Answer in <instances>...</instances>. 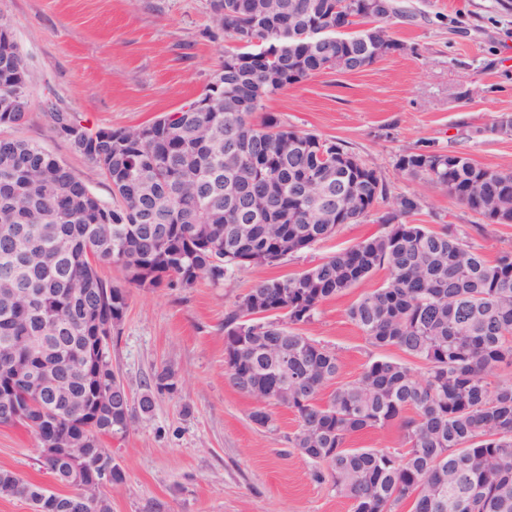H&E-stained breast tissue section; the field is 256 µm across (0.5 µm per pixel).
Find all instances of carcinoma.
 <instances>
[{
	"mask_svg": "<svg viewBox=\"0 0 512 512\" xmlns=\"http://www.w3.org/2000/svg\"><path fill=\"white\" fill-rule=\"evenodd\" d=\"M210 0L224 14L223 31L238 43L213 73L224 91L238 97V109L183 112L167 123L163 115L141 129L99 130L96 140L74 136L81 119L45 103L47 125L73 152L91 162L112 185L107 204L62 162L27 140L0 136V387L14 390L24 417L17 423L41 437L53 424L62 439L96 456L86 479L111 466L112 484L124 482L101 437L126 432L135 410L153 407L150 392L133 408L125 387L112 395L110 351L105 381L85 376L78 392L94 406L82 418L50 422V402L27 396L19 374L29 356L17 348L25 336L39 335V315L11 307L5 284L15 277L39 296L53 317L56 333L46 339L56 374L79 375L72 355L85 331L71 314L70 291L87 292L86 311L117 328L127 294L104 280L102 265H115L138 288H182L207 277L219 282L245 265H273L330 237L342 224L356 223L387 196L378 169L342 143L281 124L269 113L253 116L279 91L336 68V55H349L345 71L358 72L378 59L363 39H394L388 19L363 9L361 0ZM344 16L349 32L330 31V42L311 43L306 28L332 25ZM0 24V82L26 69L17 43L5 40ZM293 38L300 59L275 55L274 46ZM239 150L242 165L224 170V145ZM398 167L415 182L448 195L489 224H512V170L475 163L456 151L415 149L400 155ZM190 171L198 180H183ZM328 181L332 215L324 204L303 199L301 182ZM251 182L271 190L275 208L253 221L251 236L236 239L229 227L244 216L234 203L236 189ZM412 192L397 197V212L383 217L384 231L340 249L302 273L263 279L244 295L224 321L225 376L240 392L265 405L283 406L298 428L289 442L313 465L312 475L328 479L353 512H396L405 501L412 512H512V379L496 384L487 376L512 366V251L492 260L451 229L405 224L398 216L421 208ZM387 272V282L360 295L349 319L377 348L394 347L424 365L414 373L406 363L378 358L359 378L336 387L328 400L320 392L338 377L337 353L293 330L312 322L325 300ZM288 349V360L279 348ZM398 424L404 453L350 448L354 435ZM45 469L56 474L65 463L51 448L41 449ZM29 488L33 512H44L43 485L0 469V496ZM69 500L97 499L88 512H111L109 496L84 483L68 481Z\"/></svg>",
	"mask_w": 512,
	"mask_h": 512,
	"instance_id": "obj_1",
	"label": "carcinoma"
}]
</instances>
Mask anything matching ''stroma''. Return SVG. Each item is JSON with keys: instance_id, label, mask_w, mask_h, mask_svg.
I'll use <instances>...</instances> for the list:
<instances>
[{"instance_id": "stroma-1", "label": "stroma", "mask_w": 512, "mask_h": 512, "mask_svg": "<svg viewBox=\"0 0 512 512\" xmlns=\"http://www.w3.org/2000/svg\"><path fill=\"white\" fill-rule=\"evenodd\" d=\"M410 14L391 32L404 52L353 74L327 70L282 90L266 112L288 128L343 143L375 165L388 197L358 223L277 264L246 266L190 288H137L104 265L102 278L125 289L128 307L112 336V365L131 401L152 392V410L123 435L104 439L125 480L112 488V512H352L331 484L291 447L295 414L272 407L274 424L249 418L253 398L224 375V318L258 280L301 273L334 251L377 234L397 195L423 203L407 224H449L487 254L512 250V224H489L430 186L411 181L397 161L405 151L465 153L512 170V135L493 123L512 115V10L499 0H397ZM26 62L33 104L15 137L37 143L70 167L102 201L112 186L50 132L42 104L52 100L91 128H136L197 98L235 43L216 28L210 0H0ZM384 273L325 300L299 331L336 351L338 383L401 351L372 346L347 310ZM169 369L173 391L155 392V371ZM0 469L44 485L51 476L22 425H0Z\"/></svg>"}]
</instances>
